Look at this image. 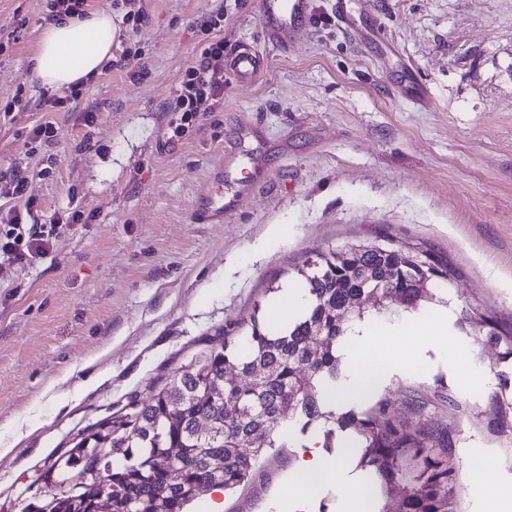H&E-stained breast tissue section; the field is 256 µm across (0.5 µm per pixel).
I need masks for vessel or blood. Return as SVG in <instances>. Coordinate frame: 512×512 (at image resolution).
<instances>
[{"instance_id": "obj_1", "label": "vessel or blood", "mask_w": 512, "mask_h": 512, "mask_svg": "<svg viewBox=\"0 0 512 512\" xmlns=\"http://www.w3.org/2000/svg\"><path fill=\"white\" fill-rule=\"evenodd\" d=\"M333 15L339 27L351 37L359 49L386 46L387 39L379 23L364 25L372 9L370 0H334ZM316 15L315 0H258V19L263 42L268 50L284 53L298 36L310 29ZM230 77L239 85L254 83L262 74L263 66L258 52L247 45L234 49L224 61ZM253 152L241 141L233 140L224 146V161L214 171L212 183L221 189L235 181L239 169L254 162ZM239 193L200 197L195 208V219L200 224H220L237 208Z\"/></svg>"}]
</instances>
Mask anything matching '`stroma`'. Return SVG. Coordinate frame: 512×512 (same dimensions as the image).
I'll return each instance as SVG.
<instances>
[{
  "label": "stroma",
  "mask_w": 512,
  "mask_h": 512,
  "mask_svg": "<svg viewBox=\"0 0 512 512\" xmlns=\"http://www.w3.org/2000/svg\"><path fill=\"white\" fill-rule=\"evenodd\" d=\"M256 3L90 0L112 13L113 59L138 58L53 112L32 71L46 2L0 0V178L33 174L37 223H63L46 255L0 263V443H15L0 459V512H28L44 465L79 432L146 401L193 354L237 334L316 252L381 235L426 244L457 272L453 315L512 322V0H371L397 49L380 56L360 52L332 0H317L321 23L288 53H267L257 83L225 80L223 104L170 138L163 106L209 38L202 19L223 8L227 48L259 49ZM136 9L137 32L123 21ZM404 64L431 89L432 108L398 95ZM45 121L54 140L30 146ZM244 124L262 131V169L243 171L251 190L224 223H196L224 142ZM74 210L87 222L64 223ZM380 396L414 425L412 399H453L457 411L436 416L457 466L468 467L464 449L486 447L498 457L491 479H512V441L494 430L488 393L440 368L394 376ZM306 441L269 450L225 495L224 512H336L333 485L273 504Z\"/></svg>",
  "instance_id": "stroma-1"
}]
</instances>
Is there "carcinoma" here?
<instances>
[{
	"label": "carcinoma",
	"instance_id": "carcinoma-1",
	"mask_svg": "<svg viewBox=\"0 0 512 512\" xmlns=\"http://www.w3.org/2000/svg\"><path fill=\"white\" fill-rule=\"evenodd\" d=\"M297 274L295 287L308 297L303 312L274 323L255 308L240 334L192 356L149 400L133 401L79 435L39 476L43 499L32 512H188L207 488L244 485L268 449L288 447L295 432L314 424L327 441L338 429L352 430L371 478L406 486L407 494L380 512H455L461 474L448 428L410 425L382 401L338 414L321 389L335 387L340 374L336 340L357 323L394 312L389 301L358 303L368 287L389 283L400 309L417 312L444 302L455 270L425 244L399 246L382 236L320 252ZM343 308L350 322L339 327L336 311ZM462 320L512 368V325L469 313ZM230 371L247 383L226 382ZM490 411L500 432L512 433V380L500 384ZM214 457L218 472L210 467Z\"/></svg>",
	"mask_w": 512,
	"mask_h": 512
}]
</instances>
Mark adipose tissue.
Instances as JSON below:
<instances>
[{"mask_svg":"<svg viewBox=\"0 0 512 512\" xmlns=\"http://www.w3.org/2000/svg\"><path fill=\"white\" fill-rule=\"evenodd\" d=\"M112 30V15L104 9L46 24L35 57V73L41 85L56 90L99 73L112 58ZM435 352L442 355L450 374L490 384V377L465 372L460 362L465 348L450 330L448 312L440 311L399 329L354 326L338 343L342 377L336 384V400L345 402L351 394L370 400L391 377L404 370L406 363L429 369ZM474 459V512H512V481L486 486L493 461L480 450ZM333 482L345 487L337 512H365V477L344 475L341 465L332 463L312 438L306 450L298 454L285 494L290 498L309 497L317 484Z\"/></svg>","mask_w":512,"mask_h":512,"instance_id":"1","label":"adipose tissue"}]
</instances>
